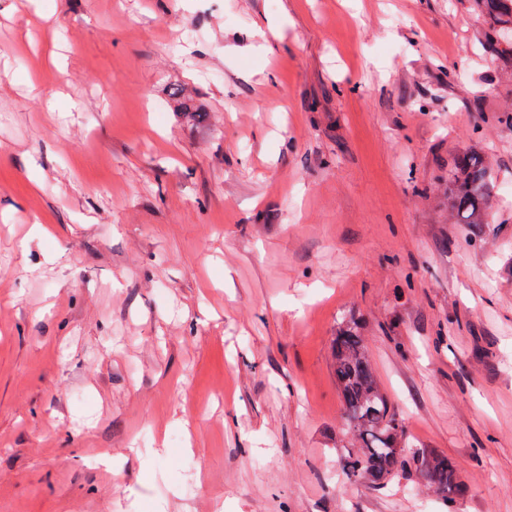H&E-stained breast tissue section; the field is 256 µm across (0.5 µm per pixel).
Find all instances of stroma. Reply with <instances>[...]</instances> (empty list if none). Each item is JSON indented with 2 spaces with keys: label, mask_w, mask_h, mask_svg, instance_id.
<instances>
[{
  "label": "stroma",
  "mask_w": 512,
  "mask_h": 512,
  "mask_svg": "<svg viewBox=\"0 0 512 512\" xmlns=\"http://www.w3.org/2000/svg\"><path fill=\"white\" fill-rule=\"evenodd\" d=\"M480 29L474 0H0V512H512V198L471 239L423 193L468 146L512 183ZM352 314L453 510L343 472Z\"/></svg>",
  "instance_id": "35a3bbf8"
}]
</instances>
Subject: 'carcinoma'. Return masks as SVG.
<instances>
[{
  "instance_id": "obj_1",
  "label": "carcinoma",
  "mask_w": 512,
  "mask_h": 512,
  "mask_svg": "<svg viewBox=\"0 0 512 512\" xmlns=\"http://www.w3.org/2000/svg\"><path fill=\"white\" fill-rule=\"evenodd\" d=\"M474 2L487 50L512 59V0ZM438 191L448 223L476 231L478 225L488 223L497 208L491 159L475 148L458 154L448 178L438 183ZM333 373L348 431L357 443L354 449H344L341 457L347 476L384 488L397 474L413 471L450 504L466 493L462 472L452 459L434 449L411 445L376 372L363 327L357 320L342 323L336 329Z\"/></svg>"
}]
</instances>
